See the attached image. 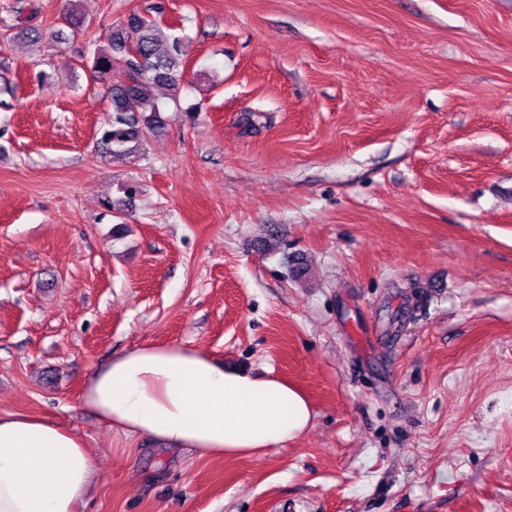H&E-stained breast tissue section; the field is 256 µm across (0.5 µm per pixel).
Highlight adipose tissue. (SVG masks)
Segmentation results:
<instances>
[{"instance_id":"1","label":"adipose tissue","mask_w":512,"mask_h":512,"mask_svg":"<svg viewBox=\"0 0 512 512\" xmlns=\"http://www.w3.org/2000/svg\"><path fill=\"white\" fill-rule=\"evenodd\" d=\"M80 408L111 430L201 457L252 456L310 426L307 400L273 372L224 367L180 344H147L93 370ZM96 479L90 451L53 420L0 414V512H76Z\"/></svg>"}]
</instances>
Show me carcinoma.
<instances>
[{
	"mask_svg": "<svg viewBox=\"0 0 512 512\" xmlns=\"http://www.w3.org/2000/svg\"><path fill=\"white\" fill-rule=\"evenodd\" d=\"M0 10L10 20L7 28L22 25L25 5L21 0H7ZM161 13L159 3L143 12L133 10L111 28L84 63L93 88L110 105L111 116L98 129L97 143L114 158L136 156L145 138L159 132L162 109L145 95L144 85L167 87L174 97L180 92V41L174 38L166 46L159 43L154 31ZM132 46L136 48L133 56Z\"/></svg>",
	"mask_w": 512,
	"mask_h": 512,
	"instance_id": "cac0c4a2",
	"label": "carcinoma"
}]
</instances>
